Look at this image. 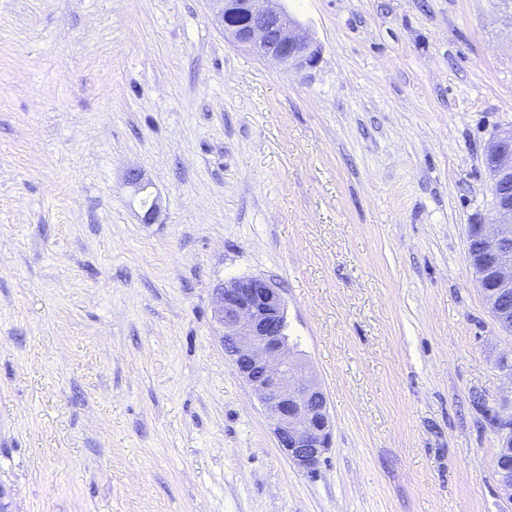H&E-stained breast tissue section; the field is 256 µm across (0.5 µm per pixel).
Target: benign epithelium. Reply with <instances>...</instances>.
<instances>
[{
  "label": "benign epithelium",
  "instance_id": "obj_1",
  "mask_svg": "<svg viewBox=\"0 0 512 512\" xmlns=\"http://www.w3.org/2000/svg\"><path fill=\"white\" fill-rule=\"evenodd\" d=\"M224 32L239 46L293 69L314 66L318 50L282 0H211ZM495 220L470 224L469 253L484 299L501 331L512 335V125L498 130L486 155ZM212 318L224 352L272 421L288 458L313 472L331 441L326 397L305 363L288 344L286 306L278 288L262 278H237L212 289ZM492 426L500 446L494 470L512 498V409L495 412Z\"/></svg>",
  "mask_w": 512,
  "mask_h": 512
}]
</instances>
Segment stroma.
I'll list each match as a JSON object with an SVG mask.
<instances>
[{
  "label": "stroma",
  "mask_w": 512,
  "mask_h": 512,
  "mask_svg": "<svg viewBox=\"0 0 512 512\" xmlns=\"http://www.w3.org/2000/svg\"><path fill=\"white\" fill-rule=\"evenodd\" d=\"M288 69L211 0H0V485L12 512H512V335L469 265L512 125V0H284ZM139 169L159 212L142 221ZM279 288L315 473L211 318ZM491 424L500 443L494 460L495 474L500 486L512 499V408L496 411Z\"/></svg>",
  "instance_id": "1"
}]
</instances>
